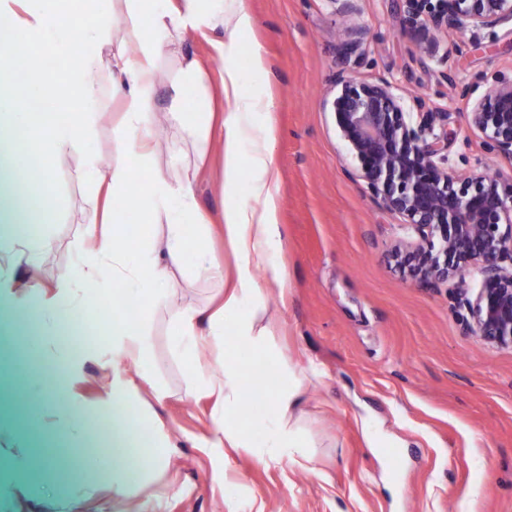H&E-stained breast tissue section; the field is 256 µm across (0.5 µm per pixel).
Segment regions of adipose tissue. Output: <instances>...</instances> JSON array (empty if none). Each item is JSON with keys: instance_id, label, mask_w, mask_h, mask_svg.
I'll list each match as a JSON object with an SVG mask.
<instances>
[{"instance_id": "ef3b65f1", "label": "adipose tissue", "mask_w": 512, "mask_h": 512, "mask_svg": "<svg viewBox=\"0 0 512 512\" xmlns=\"http://www.w3.org/2000/svg\"><path fill=\"white\" fill-rule=\"evenodd\" d=\"M74 12L71 0H0V320L18 313H39L42 335H55L64 323L76 321L89 294H108L119 315L112 320V350L102 362L112 371V389L96 411L112 425V489L128 498L136 475L130 462L136 455L135 437L141 423L131 414L138 389L132 372L143 369L150 337L142 328L144 304L167 294L171 270L191 265L214 290L215 306L186 305L175 315L171 347L189 366V397L214 398L211 447L245 448L258 462L286 460L311 462L312 439L300 425L301 396L309 372L290 366L273 350L272 323L262 284L284 285L288 273L278 258L282 234L278 222L280 175L271 145L275 127L272 101L246 92L248 75L267 73L260 49H253L250 73L235 59L240 37L252 26L241 0H84ZM223 30L212 41L213 54L222 62L221 94L231 103L218 135L209 125L193 121L172 98L167 119L192 139L196 167L161 168L155 161L152 103L157 94L160 59L171 43L192 35ZM117 45L112 55V76L126 84L128 106L122 112L113 141L112 160L99 166L86 156L87 174L104 187L110 198L129 202L142 224L154 228L149 245L133 249L127 244L128 227L114 221L103 230H90L79 255V269L57 277L52 294L16 292L15 272L49 246V230L56 215L48 200V175L54 162L82 150L95 133L100 85L95 76L106 43ZM58 61L57 68L41 65L43 52ZM23 60L29 75L24 104L16 93V60ZM50 96L61 110L43 112L36 98ZM263 121L257 135L247 125L255 112ZM47 142L48 159L39 161L42 177L35 184L40 200L36 223L25 222L14 204L18 167L37 159L35 147ZM219 143L224 158V237L236 265L227 272L223 260L206 244L209 218L196 201L194 185L199 164L212 143ZM248 202H238L239 192ZM265 354L268 365L258 372L269 387L261 404L246 406L245 385L251 370L229 350L228 339ZM58 366L51 431L76 438L85 430L86 409L75 393L78 354L59 347L52 353Z\"/></svg>"}]
</instances>
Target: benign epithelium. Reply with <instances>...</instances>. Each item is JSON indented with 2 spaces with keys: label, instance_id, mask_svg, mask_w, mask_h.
Segmentation results:
<instances>
[{
  "label": "benign epithelium",
  "instance_id": "obj_1",
  "mask_svg": "<svg viewBox=\"0 0 512 512\" xmlns=\"http://www.w3.org/2000/svg\"><path fill=\"white\" fill-rule=\"evenodd\" d=\"M409 29L483 30L512 24V0H404ZM342 63L368 44L366 28H349ZM332 101L336 125L361 181L386 210L397 214L417 240H399L391 256L412 282L437 286L462 282L474 272L479 288L460 296L470 320L465 329L483 343L512 348V177L486 170L460 176L448 171V113L422 97L407 101L392 83L358 81L336 72ZM469 101L470 126L489 149L512 158V79L501 78Z\"/></svg>",
  "mask_w": 512,
  "mask_h": 512
}]
</instances>
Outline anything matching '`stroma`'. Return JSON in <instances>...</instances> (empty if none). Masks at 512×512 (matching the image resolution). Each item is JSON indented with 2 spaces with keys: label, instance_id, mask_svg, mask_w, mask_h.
Here are the masks:
<instances>
[{
  "label": "stroma",
  "instance_id": "stroma-1",
  "mask_svg": "<svg viewBox=\"0 0 512 512\" xmlns=\"http://www.w3.org/2000/svg\"><path fill=\"white\" fill-rule=\"evenodd\" d=\"M253 18L238 59L259 46L269 77L249 78L251 92L273 101L274 161L281 174L280 260L284 286H264L276 325V349L315 374L303 396V425L316 444L311 463H260L246 450L222 464L209 445L212 401L187 397V364L170 350L171 314L205 304L212 289L189 273L174 272L172 293L149 303L143 324L151 339L148 369L168 396L141 392L147 421L160 423L173 446L169 467L138 481L141 512H512V349L484 344L463 323L469 314L456 282L437 287L406 280L390 256L406 232L364 184L328 102L341 67L336 50L349 24L370 33L367 54L348 65L359 80L385 79L401 94L426 95L448 114V167L466 173L496 164L512 174V159L491 153L470 127L458 96L470 85L482 96L498 78L512 77V27L482 31L479 40L448 41V59L419 54L406 30L403 0H359L352 21L329 0H242ZM209 61V85L222 66L208 40L187 38L158 69L155 140L168 164L176 130L165 112L178 61ZM97 132L85 152L68 156L50 173L57 221L52 247L16 273L17 290L32 282L52 289L74 266L89 219L103 193L83 176V158H110L125 100L112 91V54L104 52ZM200 208L223 219L219 145H212L196 184ZM34 316L0 330V512H113L112 427L88 414L86 433L71 439L49 433L28 406L26 383L53 371L32 345ZM112 305L91 303L84 328H60L72 347L111 342ZM380 431L387 445L373 448L363 428ZM24 439L28 468L13 467L12 441ZM480 485L472 496V485Z\"/></svg>",
  "mask_w": 512,
  "mask_h": 512
}]
</instances>
